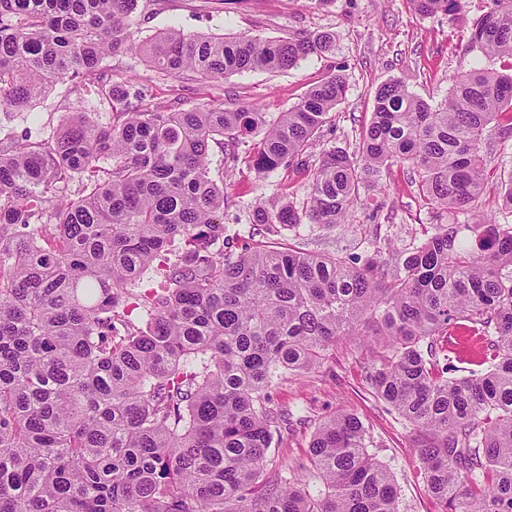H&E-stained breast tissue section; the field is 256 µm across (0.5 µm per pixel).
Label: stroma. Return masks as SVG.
Instances as JSON below:
<instances>
[{
    "label": "stroma",
    "instance_id": "35a3bbf8",
    "mask_svg": "<svg viewBox=\"0 0 512 512\" xmlns=\"http://www.w3.org/2000/svg\"><path fill=\"white\" fill-rule=\"evenodd\" d=\"M486 3L465 0L463 11L451 20L441 14L419 15L409 0H329L325 5L317 0H139L131 21L137 43L176 27L214 37L245 32L276 38L299 29L331 31L336 45L332 54L310 57L284 72L253 71L218 81L190 72L170 75L129 53L105 59L102 67L113 83L146 87L151 104L164 109L254 105L273 116L293 106L307 87L343 69L346 98L312 151L317 154L336 146L353 153L359 147L357 133L373 110L372 93L381 83L402 80L411 92L436 103L448 95L458 76L489 67L488 59L466 47L472 22ZM81 111L101 125L112 121V110L102 96L83 94L67 78L29 110L0 111V138L27 133L36 140L51 136L72 113ZM212 167L224 172V223L231 232L243 227L257 199L269 201L287 193L299 201L308 191L306 177L275 172L259 181L246 163L224 162L218 152L212 156ZM486 175L481 211L499 223L512 224V210L502 202L504 189L512 182V139L488 153ZM382 184L383 191L362 194L346 223L331 229L308 224L298 232L286 228L275 234L263 232L257 240L277 248L299 237L310 251L359 259L376 249L395 252L421 243L435 217L420 197L411 169L391 167ZM374 355L373 349L342 339L329 347L320 368L287 373L277 381L271 390L274 402L297 411L302 421L270 448L269 467L284 474L289 467L307 463L308 445L319 423L336 413H353L372 437L370 453L395 480L401 512H438L437 501L426 490L409 425L376 398L364 379V368Z\"/></svg>",
    "mask_w": 512,
    "mask_h": 512
}]
</instances>
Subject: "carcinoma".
Listing matches in <instances>:
<instances>
[{"mask_svg": "<svg viewBox=\"0 0 512 512\" xmlns=\"http://www.w3.org/2000/svg\"><path fill=\"white\" fill-rule=\"evenodd\" d=\"M136 2L0 0V110L72 78L114 115L101 126L79 112L47 139H0V512H399L351 414L315 429L310 466L291 479L267 470L292 424L270 389L353 336L380 348L365 378L410 426L440 512H512V225L455 219L484 193L488 125L512 135V0H489L469 37L502 70L462 74L436 104L386 81L358 153L315 159L309 149L346 97L340 69L274 119L248 105L161 112L98 72L127 51L209 81L286 71L330 53L336 34L169 28L134 44ZM410 3L451 18L463 8ZM215 147L262 179L308 177L301 202H258L234 250ZM397 164L417 174L428 208L448 211L402 255L378 250L356 267L252 244L257 225L344 223ZM74 181L82 194L67 198ZM148 272L153 286L137 291ZM461 324L487 351L481 369L450 378L441 339Z\"/></svg>", "mask_w": 512, "mask_h": 512, "instance_id": "obj_1", "label": "carcinoma"}]
</instances>
